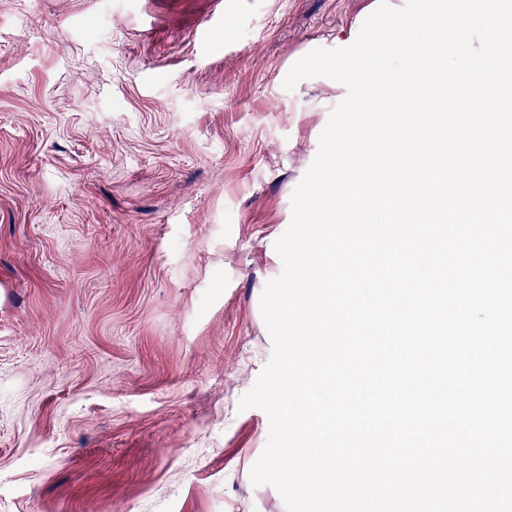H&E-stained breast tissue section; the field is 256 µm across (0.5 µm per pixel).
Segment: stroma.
<instances>
[{"label": "stroma", "mask_w": 512, "mask_h": 512, "mask_svg": "<svg viewBox=\"0 0 512 512\" xmlns=\"http://www.w3.org/2000/svg\"><path fill=\"white\" fill-rule=\"evenodd\" d=\"M372 2L0 0V512H286L238 402L337 91L283 81Z\"/></svg>", "instance_id": "stroma-1"}]
</instances>
